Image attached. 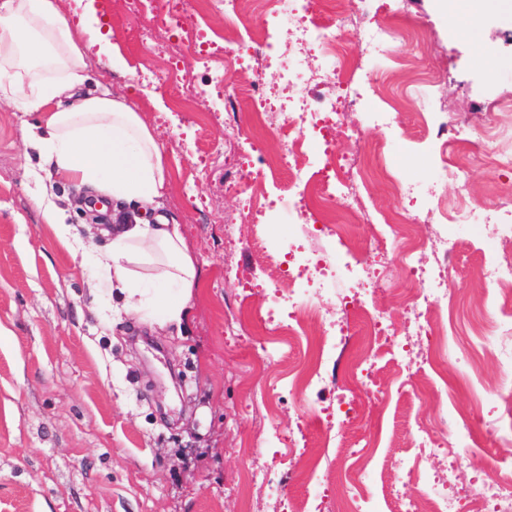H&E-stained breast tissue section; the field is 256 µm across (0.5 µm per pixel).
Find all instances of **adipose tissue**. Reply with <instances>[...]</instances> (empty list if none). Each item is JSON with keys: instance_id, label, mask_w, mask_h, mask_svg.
<instances>
[{"instance_id": "1", "label": "adipose tissue", "mask_w": 512, "mask_h": 512, "mask_svg": "<svg viewBox=\"0 0 512 512\" xmlns=\"http://www.w3.org/2000/svg\"><path fill=\"white\" fill-rule=\"evenodd\" d=\"M433 7L449 36L475 41L479 65L496 73L502 61L478 44L472 21L504 13V0H434ZM93 55L107 57L113 69L125 68L100 28L95 0H86L85 19L76 27L55 0H0V95L19 98L27 111L40 114V123L26 132L29 147L61 179L116 201L154 205L170 188L164 147L124 96L85 91ZM29 59L50 64L52 77L25 83L20 69ZM41 209L71 254L106 274L127 312L178 329L185 325L199 275L180 225L159 214L104 227L100 233L110 243L101 251L73 234L54 205ZM140 265L153 266V274L137 273Z\"/></svg>"}]
</instances>
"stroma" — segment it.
Listing matches in <instances>:
<instances>
[{"instance_id": "1", "label": "stroma", "mask_w": 512, "mask_h": 512, "mask_svg": "<svg viewBox=\"0 0 512 512\" xmlns=\"http://www.w3.org/2000/svg\"><path fill=\"white\" fill-rule=\"evenodd\" d=\"M181 8L189 27L169 29V46L161 49L138 0H106L101 24L127 69L92 58L87 84L128 97L165 147L172 189L160 210L180 224L201 279L183 335L115 313L118 300L107 282L91 279L43 224L36 203L42 187L80 235L133 209L38 169L25 143L37 113L0 100V512H295L309 495L320 512H340L353 481L345 462L358 444L374 456V512H390L387 488L416 463L430 478L449 472V495L477 498L499 461L512 458V444L486 436L497 413L483 385L498 375L499 358L472 331L500 317L474 265L480 253L512 249L496 236L497 225L512 220V173L474 165L469 197L460 201L427 131L451 116L464 128L499 125L500 115L482 106L512 101V23L484 24V43L509 62L492 76L469 41L449 36L432 0H372L374 22L397 24L407 35L389 57L364 54L365 28L339 31L358 66L377 76L367 108L389 110L390 123L366 124L360 113H347L362 139L337 140L336 154L382 147L388 173L413 187L416 208L440 203L453 215L466 205L490 218L461 234L451 262L462 303L448 309L444 365L434 363L425 337L406 333L403 275L385 271L395 255L367 254L360 275L345 278L335 238L310 225L303 244L330 265L310 268L303 287L321 289L350 310L371 299L392 316L399 336L371 349L364 324L355 323L345 349L324 358L318 394L300 404L288 394V372L307 366L320 326L309 325L292 341L261 319L270 295L288 286L284 254L300 228L284 209L270 212L265 228L246 213L286 189L293 166L312 161L308 153L289 165L279 161L277 136L253 118L251 88L261 85L271 98L284 89L302 97L309 87H283L278 65L257 50L242 53L218 0H181ZM195 27L207 30L212 43L198 46L190 34ZM226 65L240 90L230 120L215 80ZM275 346L286 356L267 362ZM368 358L379 398L363 424L347 428L344 442L331 440L327 425L342 417L336 382ZM441 403L455 415L479 410L483 418L446 430ZM420 428L439 438L438 455L420 458ZM254 462L272 472L279 493L249 484Z\"/></svg>"}]
</instances>
